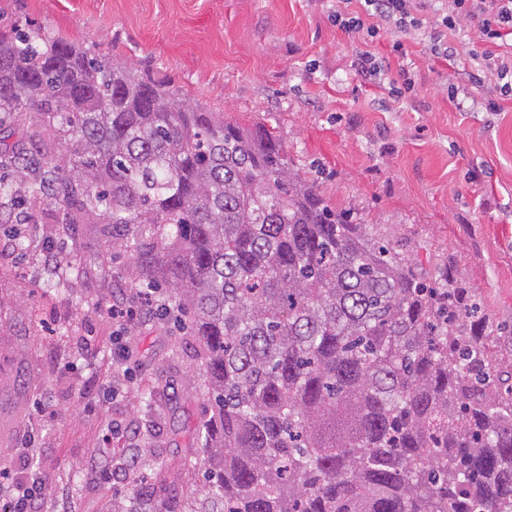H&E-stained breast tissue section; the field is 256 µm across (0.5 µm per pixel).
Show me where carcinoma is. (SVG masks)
<instances>
[{"mask_svg": "<svg viewBox=\"0 0 512 512\" xmlns=\"http://www.w3.org/2000/svg\"><path fill=\"white\" fill-rule=\"evenodd\" d=\"M0 210L104 224L206 376L195 487L112 512H512V360L451 267L333 209L271 132L37 29L0 31Z\"/></svg>", "mask_w": 512, "mask_h": 512, "instance_id": "obj_1", "label": "carcinoma"}]
</instances>
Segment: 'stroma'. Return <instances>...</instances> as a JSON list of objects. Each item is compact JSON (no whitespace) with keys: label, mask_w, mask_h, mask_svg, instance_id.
Segmentation results:
<instances>
[{"label":"stroma","mask_w":512,"mask_h":512,"mask_svg":"<svg viewBox=\"0 0 512 512\" xmlns=\"http://www.w3.org/2000/svg\"><path fill=\"white\" fill-rule=\"evenodd\" d=\"M336 0H0V28L33 24L50 34L146 69L225 119L262 125L331 205L357 214L417 256L422 273L452 267L512 354V100L495 99L494 75L469 82L479 64L473 23L449 33L453 63L424 44L382 33L372 45L391 68L409 71L413 93L389 99L355 68L359 45L333 26ZM464 82L469 108L449 102ZM58 205L28 223L25 207L0 223V490L31 470L54 473L39 512H112L129 484L176 477L185 457L202 460L194 429L201 413L199 368L189 326L154 315L113 321V299L129 297L127 259L105 261L99 224L57 236ZM26 239L14 248V235ZM72 265L67 282L44 267L45 250ZM41 324L40 341L28 336ZM78 322L68 339L62 326ZM130 347L129 358L115 346ZM147 386L157 411L134 406ZM149 448L159 467L131 481L109 479L115 453ZM79 470L72 488L67 475Z\"/></svg>","instance_id":"stroma-1"}]
</instances>
